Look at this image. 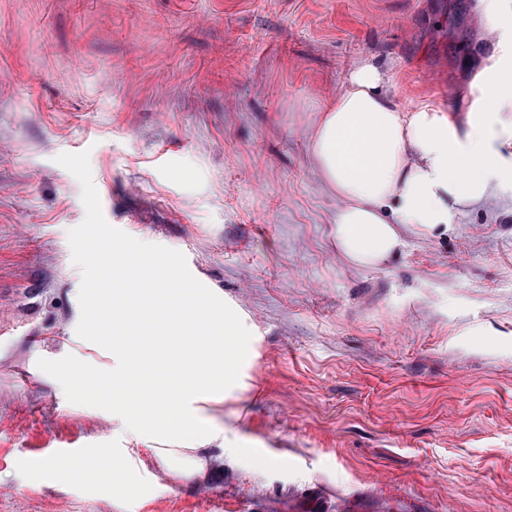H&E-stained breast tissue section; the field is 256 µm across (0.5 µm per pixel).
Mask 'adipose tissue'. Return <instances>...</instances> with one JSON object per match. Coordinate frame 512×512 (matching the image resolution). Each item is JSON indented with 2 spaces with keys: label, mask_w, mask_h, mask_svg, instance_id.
<instances>
[{
  "label": "adipose tissue",
  "mask_w": 512,
  "mask_h": 512,
  "mask_svg": "<svg viewBox=\"0 0 512 512\" xmlns=\"http://www.w3.org/2000/svg\"><path fill=\"white\" fill-rule=\"evenodd\" d=\"M480 12L487 50L471 93L481 107L468 112L463 126L449 123L432 104L399 106L389 74L370 59L356 63L335 102L319 109L309 150L316 176L336 200L333 237L347 263L387 264L403 250L407 234L448 231L499 197L512 179V0H480ZM141 304L180 338L164 358L179 404L164 419L126 413L123 388L143 392L149 385L138 359L114 373L112 415L134 434L195 439L196 447L158 448L154 455L185 481L206 480L224 451L215 447L195 403L203 391L224 388V338L206 335L205 352L197 354L192 304L159 288L144 289Z\"/></svg>",
  "instance_id": "1"
}]
</instances>
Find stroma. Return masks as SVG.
Segmentation results:
<instances>
[{
	"instance_id": "obj_1",
	"label": "stroma",
	"mask_w": 512,
	"mask_h": 512,
	"mask_svg": "<svg viewBox=\"0 0 512 512\" xmlns=\"http://www.w3.org/2000/svg\"><path fill=\"white\" fill-rule=\"evenodd\" d=\"M486 46L478 0H0V512H512V219L502 201L391 263L336 253L313 173L316 112L353 65L463 123ZM89 151L106 221L182 252L251 333L205 395L224 464L163 472L76 360L71 229ZM80 448L84 472L39 468ZM132 449L129 488L94 478Z\"/></svg>"
}]
</instances>
